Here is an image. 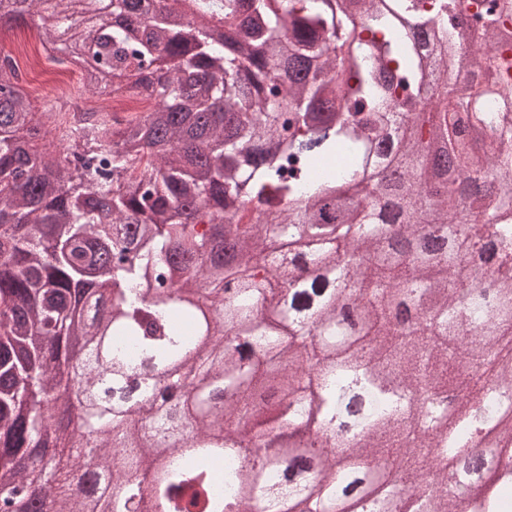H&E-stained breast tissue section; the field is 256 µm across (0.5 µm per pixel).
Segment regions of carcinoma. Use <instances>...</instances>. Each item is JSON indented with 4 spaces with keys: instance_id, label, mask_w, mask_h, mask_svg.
Masks as SVG:
<instances>
[{
    "instance_id": "1",
    "label": "carcinoma",
    "mask_w": 512,
    "mask_h": 512,
    "mask_svg": "<svg viewBox=\"0 0 512 512\" xmlns=\"http://www.w3.org/2000/svg\"><path fill=\"white\" fill-rule=\"evenodd\" d=\"M111 2L0 14L151 104L40 152L0 72V512H84L73 392L107 512H512V0ZM63 404H64V407L68 414L69 429H81L80 421L78 418L79 412L77 410L76 404L73 401H69L67 403L63 402ZM82 433H83L84 446H85L83 453H84L89 465L92 467L99 461L100 448L96 447L94 435H92L88 432H84L83 430H82Z\"/></svg>"
}]
</instances>
